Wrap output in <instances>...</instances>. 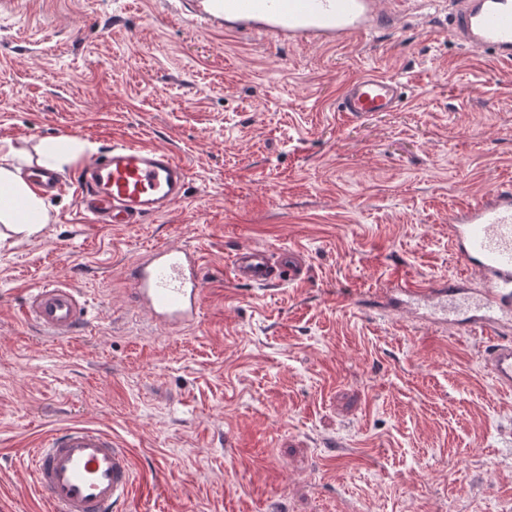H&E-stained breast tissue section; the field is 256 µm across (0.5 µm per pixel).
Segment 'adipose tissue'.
Instances as JSON below:
<instances>
[{
	"label": "adipose tissue",
	"mask_w": 512,
	"mask_h": 512,
	"mask_svg": "<svg viewBox=\"0 0 512 512\" xmlns=\"http://www.w3.org/2000/svg\"><path fill=\"white\" fill-rule=\"evenodd\" d=\"M92 149V144L76 138H50L39 144L37 164L59 170ZM25 164L19 151L0 142V223L21 225L31 235L48 222L49 213L43 197L32 190L23 176Z\"/></svg>",
	"instance_id": "1"
}]
</instances>
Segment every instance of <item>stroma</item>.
Instances as JSON below:
<instances>
[{"label":"stroma","mask_w":512,"mask_h":512,"mask_svg":"<svg viewBox=\"0 0 512 512\" xmlns=\"http://www.w3.org/2000/svg\"><path fill=\"white\" fill-rule=\"evenodd\" d=\"M366 73L401 82L397 111H337ZM57 136L167 148L190 181L162 215L92 224L77 159L39 233L0 223L8 512H43L26 451L73 421L129 448L128 512H512V394L481 339L363 303L394 272L474 281L448 220L512 188V62L449 39L426 0L332 47L203 25L191 0H0V141ZM161 244L204 257L195 326L133 301L131 266ZM251 246L301 251L304 280L236 285ZM48 278L91 302L83 334L20 319Z\"/></svg>","instance_id":"1"}]
</instances>
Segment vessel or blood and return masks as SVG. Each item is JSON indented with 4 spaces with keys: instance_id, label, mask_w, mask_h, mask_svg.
<instances>
[{
    "instance_id": "obj_1",
    "label": "vessel or blood",
    "mask_w": 512,
    "mask_h": 512,
    "mask_svg": "<svg viewBox=\"0 0 512 512\" xmlns=\"http://www.w3.org/2000/svg\"><path fill=\"white\" fill-rule=\"evenodd\" d=\"M455 41L512 60V0H447ZM224 23L241 31L272 34L288 43L335 45L372 37L394 26L386 0H224ZM402 87L395 78L368 74L349 81L337 102L349 115L393 112ZM188 169L172 151L139 142L117 141L81 166L77 200L94 224H139L167 212L187 197ZM448 247L479 274V285L441 278L431 286L393 279L375 295L379 306L400 308L406 297L423 298L437 324H465L486 336L482 360L494 387L512 392V189L497 188L461 207L448 226ZM197 250L162 245L148 250L132 270L136 305L160 325L191 326L201 318L204 288ZM296 250L271 258L248 247L232 260L240 283L258 287L303 277ZM21 316L53 339H70L90 324L92 312L80 290L63 280L31 289ZM34 488L50 512H123L133 491L128 449L103 430L71 424L45 435L32 449Z\"/></svg>"
}]
</instances>
